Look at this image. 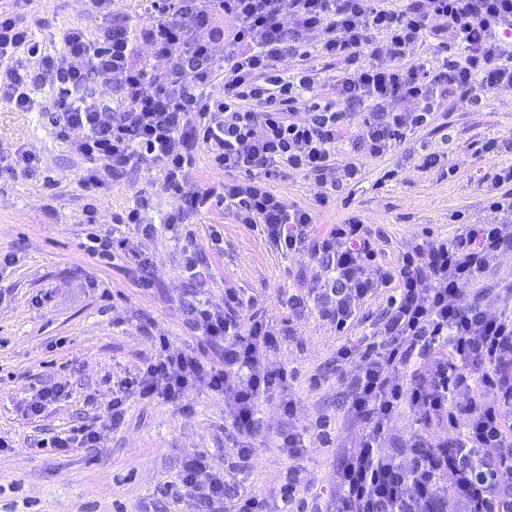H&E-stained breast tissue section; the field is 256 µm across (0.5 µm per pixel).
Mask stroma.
Wrapping results in <instances>:
<instances>
[{"label": "stroma", "instance_id": "obj_1", "mask_svg": "<svg viewBox=\"0 0 512 512\" xmlns=\"http://www.w3.org/2000/svg\"><path fill=\"white\" fill-rule=\"evenodd\" d=\"M1 10L20 14L50 53L62 50L64 29L82 28L93 39L103 25L88 15L82 0H0ZM56 97L48 82L40 111L19 112L0 101V437L9 443L0 450V512H196L189 495L172 502L161 492L177 481L182 461L198 454L227 482L269 499L290 468L298 469L306 492L335 496L336 471L354 449L360 426L342 406L355 367L339 373L332 360L340 345L362 336L368 319L383 312L388 289H378L364 304L362 319L338 332L314 307L288 306L289 296L306 297L316 287L322 275L317 262L279 253L215 207L191 226L208 276H183L182 241L162 230L143 245L155 286L140 290L139 271L122 259L90 254L88 246L91 235L111 233L113 213L149 192L159 172L139 165L114 186L84 191L80 179L88 164L56 137L52 125ZM509 136L512 89L490 95L478 109L449 96L432 122L403 145L363 160L357 179L330 209L317 212L316 222L338 224L358 216L372 233L378 264L387 267L425 233L450 236L454 213L495 223L496 214L484 205L482 180L512 164V148L487 153L482 146ZM18 148L37 156V170L16 167ZM434 151L443 154L444 167L421 168L420 154ZM271 187L287 203L307 208L323 190L314 176L298 170ZM90 207L97 213L93 224L85 221ZM216 227L223 233L218 245L210 238ZM228 288L255 300V313L282 330L283 341L268 352V365L298 375L287 394L296 405L294 418H285L277 404L261 405L265 429L256 441V462L240 474L224 468L236 443L230 405L204 386L189 394L188 413L176 403L133 398L124 423L112 427L103 416L118 382L155 357V337H166L174 352L201 347L183 326V302L200 300L220 310ZM204 350L212 358L219 354L215 347ZM315 373L321 376L317 386L309 383ZM53 385L64 387V395L32 413L29 397ZM324 415L335 420L332 446L309 439L296 459L279 448L281 430L315 424ZM81 424L99 431L96 447H48L49 438Z\"/></svg>", "mask_w": 512, "mask_h": 512}]
</instances>
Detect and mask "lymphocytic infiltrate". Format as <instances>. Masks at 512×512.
<instances>
[{"label": "lymphocytic infiltrate", "instance_id": "1", "mask_svg": "<svg viewBox=\"0 0 512 512\" xmlns=\"http://www.w3.org/2000/svg\"><path fill=\"white\" fill-rule=\"evenodd\" d=\"M107 23L97 38L68 29L61 54L46 53L27 26L0 12V100L32 111L33 91L44 80L57 88L52 118L58 139L69 142L93 168L85 191L104 189L105 173L141 163L158 168L157 196L175 200L163 226L146 223L148 199L117 215L151 239L159 229L179 233L202 211L221 207L286 255L316 260L324 282L314 296L320 318L345 330L377 286H392L383 316L370 336L336 350L337 366L354 365L344 404L361 425L359 444L336 472L334 499L305 497L296 469L278 484L279 507L227 485L205 456L185 461L171 498L191 495L198 512H512V279L497 287L487 277L498 258L512 253L511 224H459L446 239H426L403 252L395 266L374 264L373 239L357 217L317 230L314 209L290 205L269 184L287 169L328 175L317 207L335 203L358 174L360 160L379 158L426 126L448 94L478 106L496 90L512 88V0H407L399 9L381 0H150L141 30L111 23L112 0H89ZM225 20L224 52L216 54L214 29ZM321 31L315 50L344 67L333 97L314 99L317 71L291 73L287 57L309 51L303 33ZM384 33L375 44L371 32ZM440 48L463 47L427 73L414 62L426 36ZM146 41L163 67L133 62ZM304 118H297L300 101ZM414 104L398 110L400 101ZM80 138H73V131ZM351 143L336 164V146ZM211 166L235 172L218 187L191 185L197 154ZM234 290L224 308L185 304L186 327L220 346L221 359L203 352L161 353L122 381L107 405L110 425L125 419L129 398L182 400L198 385L227 397L241 446L234 470L253 468L255 440L264 430L259 407L278 402L293 418L285 394L295 373L267 366L280 336L264 319L243 317ZM416 381L400 383L401 370ZM411 413L416 427L391 434ZM447 424L438 439L426 428Z\"/></svg>", "mask_w": 512, "mask_h": 512}]
</instances>
